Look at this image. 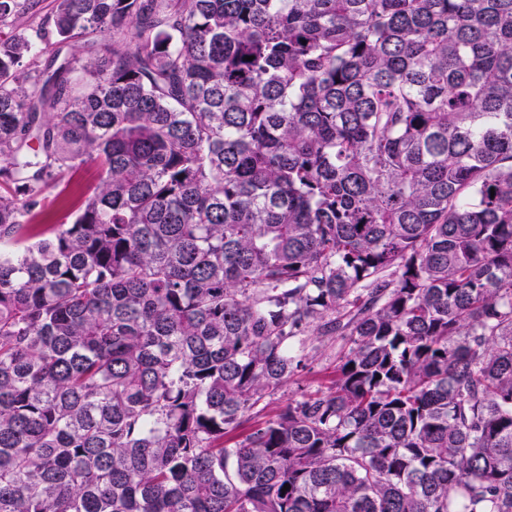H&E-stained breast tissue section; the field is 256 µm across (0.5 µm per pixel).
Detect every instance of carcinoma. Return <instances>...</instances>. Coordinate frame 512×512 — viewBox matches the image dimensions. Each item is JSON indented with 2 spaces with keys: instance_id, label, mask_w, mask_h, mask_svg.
<instances>
[{
  "instance_id": "carcinoma-1",
  "label": "carcinoma",
  "mask_w": 512,
  "mask_h": 512,
  "mask_svg": "<svg viewBox=\"0 0 512 512\" xmlns=\"http://www.w3.org/2000/svg\"><path fill=\"white\" fill-rule=\"evenodd\" d=\"M38 2L0 0V512H512V0ZM311 327L329 384L267 412ZM96 179L97 170L95 167H88L75 176L66 175L60 180L58 187L48 190L45 205L54 213L56 222L66 221V217L84 200L89 185Z\"/></svg>"
}]
</instances>
